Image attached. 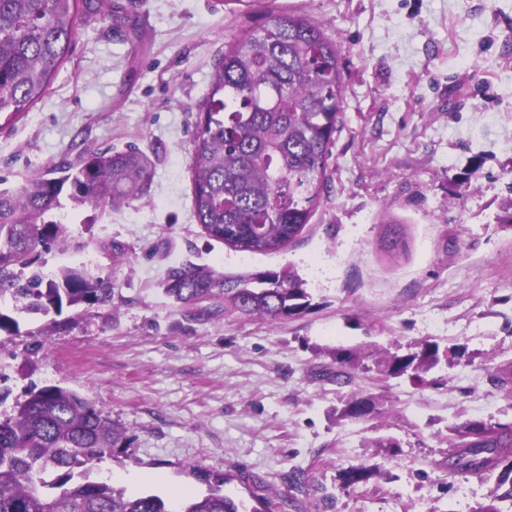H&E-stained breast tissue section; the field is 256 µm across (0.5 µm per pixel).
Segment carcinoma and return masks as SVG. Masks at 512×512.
Returning a JSON list of instances; mask_svg holds the SVG:
<instances>
[{"instance_id": "carcinoma-1", "label": "carcinoma", "mask_w": 512, "mask_h": 512, "mask_svg": "<svg viewBox=\"0 0 512 512\" xmlns=\"http://www.w3.org/2000/svg\"><path fill=\"white\" fill-rule=\"evenodd\" d=\"M111 0H0V114L12 119L39 100L67 58L82 18H109ZM339 52L311 18L269 19L227 46L213 66L200 106L189 170L193 210L205 235L250 252H279L309 224L330 181L327 161L343 121ZM150 161L136 148L87 154L75 169L65 160L39 171L19 193L0 192V300L14 310L47 315L63 303L107 298L111 289L83 270L67 268L44 281L31 266L37 249L66 234L46 219L63 189L78 206L114 207L143 196ZM303 280L290 269L226 277L210 268L172 269L165 293L198 314L270 321L309 307ZM336 363L355 365L360 353L338 347ZM456 355L426 340L419 350L387 353L384 371L424 382V374ZM371 403L346 401L342 416L360 419ZM102 411L58 385L30 389L0 418V512H173L157 495L125 494L107 482H72L76 469L100 460L122 442ZM448 473L497 474L488 502L472 512H512V425L471 421L454 430ZM58 473L52 480L50 472ZM376 468L357 465L342 475L351 487ZM178 512H238L219 488L182 504Z\"/></svg>"}]
</instances>
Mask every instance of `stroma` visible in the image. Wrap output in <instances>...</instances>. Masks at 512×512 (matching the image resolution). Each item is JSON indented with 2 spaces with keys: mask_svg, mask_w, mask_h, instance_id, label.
<instances>
[{
  "mask_svg": "<svg viewBox=\"0 0 512 512\" xmlns=\"http://www.w3.org/2000/svg\"><path fill=\"white\" fill-rule=\"evenodd\" d=\"M89 17L46 95L0 117V191H21L60 159L135 146L152 161L146 195L74 208L34 271L82 268L104 301L17 314L0 331V389L11 410L31 387L76 390L125 443L89 480L188 498L230 482L276 512H470L494 479L448 473L451 427L512 421L495 386L512 362V0H277L335 42L344 119L323 195L303 234L277 253L207 237L193 212L189 158L214 63L259 11L233 0H112ZM226 275L292 267L309 308L289 319L200 318L169 299V269ZM459 346L425 382L388 376L379 349ZM361 349L348 382L329 380L336 346ZM373 398L361 421L350 396ZM391 435L397 447L379 448ZM352 464L376 467L345 487ZM307 472L302 488L289 473ZM163 482H146V473Z\"/></svg>",
  "mask_w": 512,
  "mask_h": 512,
  "instance_id": "stroma-1",
  "label": "stroma"
}]
</instances>
